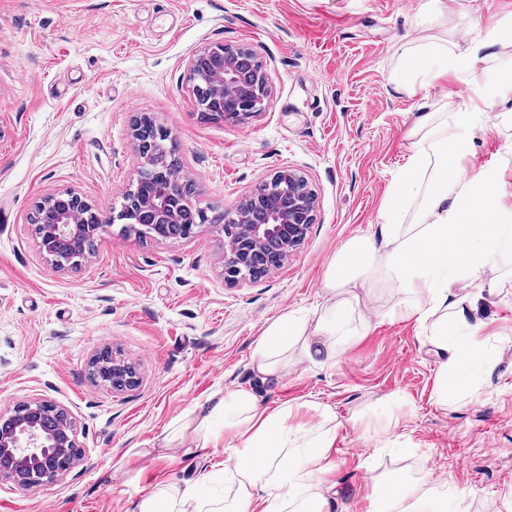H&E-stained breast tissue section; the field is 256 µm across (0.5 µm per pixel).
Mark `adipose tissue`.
I'll return each mask as SVG.
<instances>
[{
    "instance_id": "1",
    "label": "adipose tissue",
    "mask_w": 512,
    "mask_h": 512,
    "mask_svg": "<svg viewBox=\"0 0 512 512\" xmlns=\"http://www.w3.org/2000/svg\"><path fill=\"white\" fill-rule=\"evenodd\" d=\"M415 31V39L398 54L392 74L397 90L412 94L451 73L478 82L481 44L460 46L423 23ZM479 118L465 104L454 112L449 130L434 126L432 115L420 117L411 133V154L381 214L382 246L369 237L350 239L330 261L323 281L331 299L371 282L404 293L400 314L426 329V344L443 359L435 396L444 406L480 392L499 363L466 314L483 298L484 268L512 261V225L501 222L462 166ZM356 334L342 304L328 305L312 326L282 314L256 347L254 374L263 382L281 381L295 361L317 355L335 359L337 347ZM313 409L320 417L317 425L293 427L291 406L262 409L255 394L241 387L214 393L204 414L190 411L172 421L155 453L163 458L177 447L187 455L230 448L234 462L225 466L222 486L212 489L206 477L184 486L160 481L141 497L136 512H285L291 505L297 512H328L336 495L329 478L336 414L319 403ZM372 495L376 512H415L414 502L425 498L431 512L448 508L421 478L375 481Z\"/></svg>"
}]
</instances>
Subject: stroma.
<instances>
[{"label": "stroma", "mask_w": 512, "mask_h": 512, "mask_svg": "<svg viewBox=\"0 0 512 512\" xmlns=\"http://www.w3.org/2000/svg\"><path fill=\"white\" fill-rule=\"evenodd\" d=\"M444 26L481 42L492 78L512 72V0H468ZM431 0H0V412L43 399L74 418L83 457L53 485L22 492L0 481V512H135L158 481L218 475L215 448L171 459L125 458L149 448L183 410L215 392L253 390L261 406L297 405L292 424L329 405L332 512H373L376 480L427 476L450 512H512V269L488 266L493 292L469 321L500 352L490 380L462 406L435 402L441 358L424 331L394 310L401 293L376 290L367 323L334 361H304L279 383L256 380L254 350L284 313L316 320L336 251L355 236L380 239L379 214L425 112L457 111L482 84L397 91L395 51L415 35ZM217 43L263 61L271 94L242 125L202 119L189 57ZM147 116L170 134L201 207L247 198L284 167L317 196L300 249L275 274L224 282V239L194 229L179 241L123 234L115 223L80 267L53 268L31 217L46 196L72 191L109 217L137 177L133 135ZM463 161L512 218V114L487 112ZM134 362L137 386L115 392L89 374L103 348ZM393 420L386 434L366 421Z\"/></svg>", "instance_id": "stroma-1"}]
</instances>
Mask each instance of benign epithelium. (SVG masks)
<instances>
[{"instance_id":"1","label":"benign epithelium","mask_w":512,"mask_h":512,"mask_svg":"<svg viewBox=\"0 0 512 512\" xmlns=\"http://www.w3.org/2000/svg\"><path fill=\"white\" fill-rule=\"evenodd\" d=\"M188 69L199 114L234 124L261 114L270 87L253 50L210 46L190 57ZM148 124L144 118L137 129L143 172L163 156L156 141L144 138ZM190 184L192 179L180 171L146 198L124 196L119 212L108 218L77 193L51 195L41 203L43 213L33 216L40 221L41 249L57 269L76 264L77 242L100 235L116 221L139 237L165 241L171 238L182 209L195 207L184 192ZM315 207V195L304 178L282 169L256 187L244 203L225 208L224 224L210 225L232 231L224 236L225 282L256 281L281 268L304 242ZM207 221L206 211L197 208L196 222ZM91 371L96 379L105 377L115 390L130 389L138 382L135 366L107 350L93 358ZM80 456L76 424L65 409L34 399L0 413V479L17 489L32 491L54 484Z\"/></svg>"}]
</instances>
